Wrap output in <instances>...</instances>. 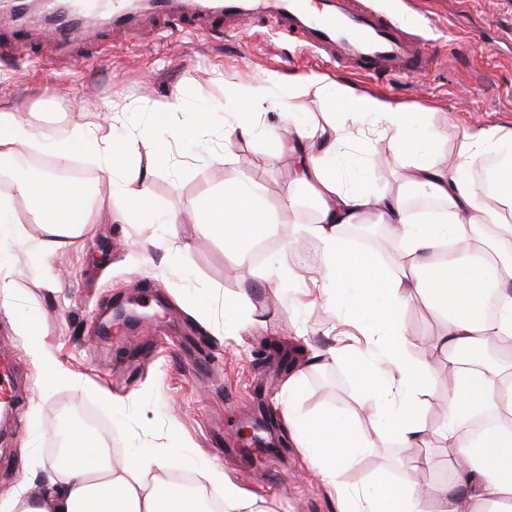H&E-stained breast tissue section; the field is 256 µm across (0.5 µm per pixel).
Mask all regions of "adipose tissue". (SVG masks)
<instances>
[{
	"instance_id": "1",
	"label": "adipose tissue",
	"mask_w": 512,
	"mask_h": 512,
	"mask_svg": "<svg viewBox=\"0 0 512 512\" xmlns=\"http://www.w3.org/2000/svg\"><path fill=\"white\" fill-rule=\"evenodd\" d=\"M295 81L313 88L328 109L340 112L342 122L320 131L299 122L285 98H272L279 77L270 73L252 84L230 87L239 112L235 131L272 141V161L290 157L295 183L318 201L316 220L303 232L322 244L324 278L355 316L371 317L370 332L380 342L370 366L352 363L364 386V404L378 414L400 447L418 448L429 432L423 418L425 393L436 361L447 360L454 374L442 398L448 424L441 432L451 479L421 486L416 471L433 467L434 461L416 458L401 468L405 494L383 483L362 502L340 500L339 512H426L429 500L437 504V512H500L512 500V374L487 364L484 354L489 342L512 340V224L502 221L503 211L512 212V139L484 130L465 134L466 150L456 163L441 166L415 133L416 112L318 74L299 75ZM266 100L280 114L277 127L258 126L248 110L250 104ZM38 135L12 106L0 104V159L20 153ZM356 135L382 144L384 154L404 161L402 191L375 195L362 180L341 183L336 158ZM46 143L61 167L76 146L98 156L104 175L117 181L132 218L146 219L143 201L150 168L121 179L112 165L117 155L140 160L148 148L145 134L117 141L103 123L85 121L68 138L50 137ZM480 151L500 157L498 176L488 184L475 183L470 174ZM415 197L435 203L438 214L414 221L410 202ZM17 198L32 202L28 215L16 210ZM94 204L87 189L70 182L53 177L15 180L9 197L0 199V238L22 239L27 252L50 257L86 238ZM371 214L396 227L397 272L386 271L373 256L346 243V227ZM196 217L241 254L268 228L272 211L260 191L228 183L223 192L200 201ZM490 280L497 286L492 302L486 289ZM414 295L440 321L427 343V355L420 358L411 354L402 316ZM15 331L27 338L28 354L45 386H78V378L36 339L31 325L18 323ZM288 423L307 448L315 473L331 486L339 468L371 445L370 437L345 414L326 411L313 417L292 406ZM166 465V455L152 449L113 460L102 438L74 423L65 451L55 460L46 463L20 452L19 489L0 503V512H199L197 499L185 487L157 478ZM200 478L223 501L224 512H262L218 466H210Z\"/></svg>"
}]
</instances>
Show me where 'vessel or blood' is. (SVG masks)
<instances>
[{
    "label": "vessel or blood",
    "mask_w": 512,
    "mask_h": 512,
    "mask_svg": "<svg viewBox=\"0 0 512 512\" xmlns=\"http://www.w3.org/2000/svg\"><path fill=\"white\" fill-rule=\"evenodd\" d=\"M107 12L113 27L131 40L140 39L148 22L163 15L190 26L220 22L229 36L267 19L276 35L346 62L380 82L404 79L419 85L428 77L425 37L366 0H324L315 13L305 0H69V12L55 20L54 30L81 41L87 26Z\"/></svg>",
    "instance_id": "vessel-or-blood-1"
}]
</instances>
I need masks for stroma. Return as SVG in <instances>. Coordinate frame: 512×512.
<instances>
[{
	"instance_id": "1",
	"label": "stroma",
	"mask_w": 512,
	"mask_h": 512,
	"mask_svg": "<svg viewBox=\"0 0 512 512\" xmlns=\"http://www.w3.org/2000/svg\"><path fill=\"white\" fill-rule=\"evenodd\" d=\"M370 2L409 24L437 14L441 31L430 43L426 84L376 86L259 28L227 37L173 25L154 41L127 48L114 45L108 20L82 43L46 40L48 25L39 16L0 22V102L56 137L68 135L75 122L119 113L114 138L141 131L151 141L155 159L147 206L158 216L152 224L116 222L113 212L123 205L116 197L111 209L97 215L92 236L50 259L26 254L20 242H0L1 253L19 257L13 267L18 312L35 316L41 340L80 381L76 387L45 388L24 341L0 312V354L9 355L16 394L25 409L35 410L39 424L32 434L27 422L0 421L1 498L16 491L19 449L45 456L57 430V409L65 402L101 420L114 458L143 448L164 450L165 478L175 473L195 478L210 465L223 466L226 479L256 497L264 512H338L339 495L360 499L379 480L397 481L401 459L414 453L437 461L424 480L447 479L445 443L438 434L446 425L439 398L448 388L447 370L437 371L427 386L425 420L432 431L421 448H401L378 437L349 365L322 359L342 345L354 354L368 347L327 290L322 245L309 237L302 253L286 252L289 241L314 222L315 199L292 184L287 165H271L267 141L224 134L236 121L225 81L248 85L269 71L281 75L278 93L293 112L314 125H327L330 116L313 90L294 84L299 74H324L421 112L416 132L432 142L441 163L457 157L464 127L512 131V8H504L503 0ZM97 43L111 46V53L90 56ZM56 51L62 66L48 68L41 57ZM174 95L182 97L185 112L155 111L157 101ZM221 106L223 126L200 141L171 142V125ZM213 150L222 162L206 161ZM361 170L372 192L394 193L402 185L401 162L366 152L356 139L340 153L337 175L346 183ZM230 182L265 191L276 218L272 231L243 260L206 225L188 221L201 198ZM171 211L178 222H165ZM282 262L288 271L281 275ZM132 295L147 312L165 305V319L142 320L101 341L96 315ZM228 301L253 317V324L239 328L224 313ZM299 370L304 412H348L374 438L357 462L340 469L333 488L309 466L284 419L286 384ZM102 389L111 392L112 409L100 405ZM260 407L271 414L278 441L275 451L256 463L238 453L233 441L241 423Z\"/></svg>"
}]
</instances>
